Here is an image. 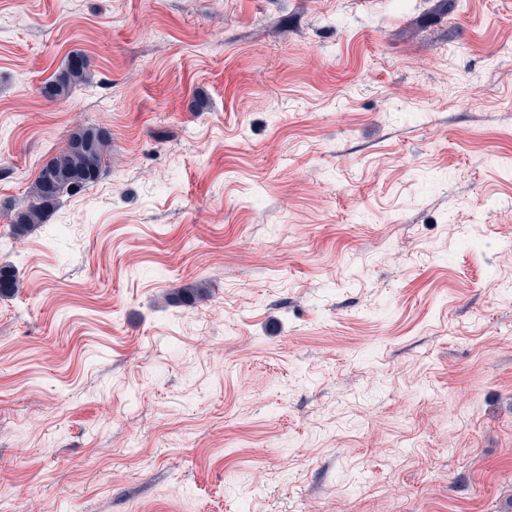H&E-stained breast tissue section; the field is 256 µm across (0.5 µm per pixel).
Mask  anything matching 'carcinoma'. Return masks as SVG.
I'll list each match as a JSON object with an SVG mask.
<instances>
[{
    "mask_svg": "<svg viewBox=\"0 0 512 512\" xmlns=\"http://www.w3.org/2000/svg\"><path fill=\"white\" fill-rule=\"evenodd\" d=\"M92 76L90 60L81 51H73L42 85V97L64 101L73 89L89 82ZM112 152V135L102 127L82 126L69 135L66 146L41 166L29 187L27 202L13 209L9 224L15 237L24 236L33 227L47 221L65 195H75L96 183ZM19 288L15 272L0 266V296ZM206 288L190 284L169 293L173 303H190L204 298Z\"/></svg>",
    "mask_w": 512,
    "mask_h": 512,
    "instance_id": "1",
    "label": "carcinoma"
}]
</instances>
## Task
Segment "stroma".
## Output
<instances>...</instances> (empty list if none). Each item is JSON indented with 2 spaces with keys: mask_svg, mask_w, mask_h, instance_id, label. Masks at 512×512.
<instances>
[{
  "mask_svg": "<svg viewBox=\"0 0 512 512\" xmlns=\"http://www.w3.org/2000/svg\"><path fill=\"white\" fill-rule=\"evenodd\" d=\"M439 5L0 0V512H512V0ZM90 60L82 51H73L42 85V97L50 101L66 100L73 89L89 82L92 76ZM112 152V135L102 127L82 126L66 146L41 166L29 187L27 202L14 208L9 224L16 238L44 224L65 195H75L96 183Z\"/></svg>",
  "mask_w": 512,
  "mask_h": 512,
  "instance_id": "1",
  "label": "stroma"
}]
</instances>
